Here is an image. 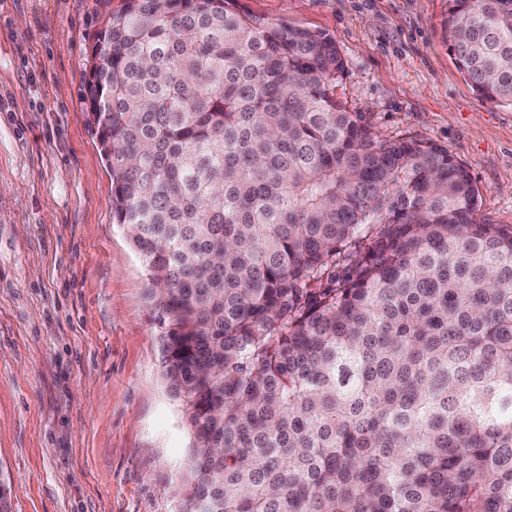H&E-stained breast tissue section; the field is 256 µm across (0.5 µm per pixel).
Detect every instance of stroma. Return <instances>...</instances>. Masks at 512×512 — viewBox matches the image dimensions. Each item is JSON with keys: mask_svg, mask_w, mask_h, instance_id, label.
<instances>
[{"mask_svg": "<svg viewBox=\"0 0 512 512\" xmlns=\"http://www.w3.org/2000/svg\"><path fill=\"white\" fill-rule=\"evenodd\" d=\"M121 0H0V512H180L188 414L163 378L147 270L112 221L87 59ZM331 35L336 99L382 139L448 150L512 226V103L448 51L450 0H241Z\"/></svg>", "mask_w": 512, "mask_h": 512, "instance_id": "obj_1", "label": "stroma"}]
</instances>
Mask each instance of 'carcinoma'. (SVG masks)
I'll list each match as a JSON object with an SVG mask.
<instances>
[{
    "label": "carcinoma",
    "instance_id": "1",
    "mask_svg": "<svg viewBox=\"0 0 512 512\" xmlns=\"http://www.w3.org/2000/svg\"><path fill=\"white\" fill-rule=\"evenodd\" d=\"M452 2L457 68L512 103V0ZM89 63L189 414L181 512H512V227L469 171L378 138L336 40L240 0H123Z\"/></svg>",
    "mask_w": 512,
    "mask_h": 512
}]
</instances>
